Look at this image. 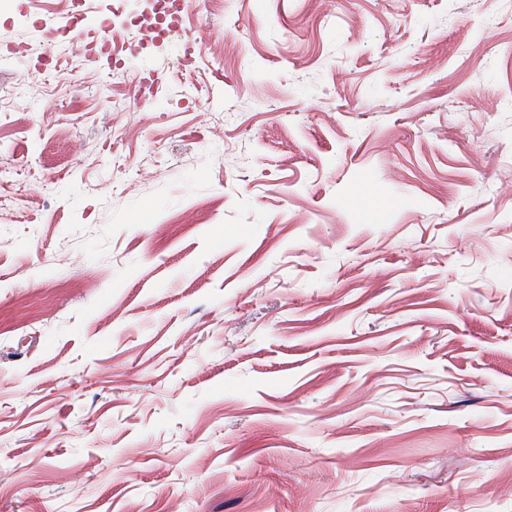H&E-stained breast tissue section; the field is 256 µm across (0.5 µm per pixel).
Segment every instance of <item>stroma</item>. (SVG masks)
<instances>
[{"instance_id":"obj_1","label":"stroma","mask_w":512,"mask_h":512,"mask_svg":"<svg viewBox=\"0 0 512 512\" xmlns=\"http://www.w3.org/2000/svg\"><path fill=\"white\" fill-rule=\"evenodd\" d=\"M0 0V512H512V0ZM180 2L179 0H153V14L157 19L155 27L157 37L170 31L169 26L175 23V15L179 12Z\"/></svg>"}]
</instances>
